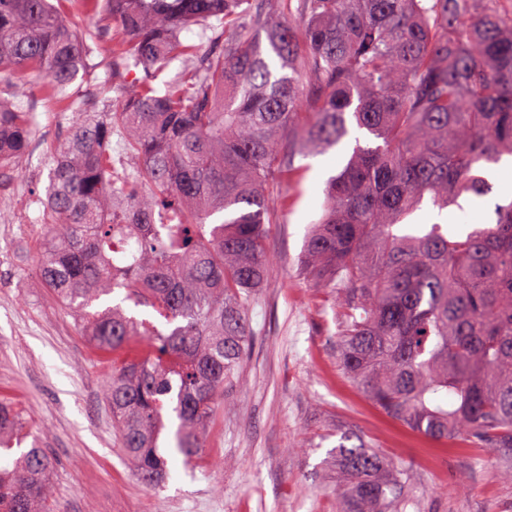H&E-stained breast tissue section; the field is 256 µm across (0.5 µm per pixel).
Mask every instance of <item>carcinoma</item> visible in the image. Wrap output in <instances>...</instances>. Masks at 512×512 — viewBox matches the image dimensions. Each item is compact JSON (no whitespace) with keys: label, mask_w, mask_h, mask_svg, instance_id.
Returning a JSON list of instances; mask_svg holds the SVG:
<instances>
[{"label":"carcinoma","mask_w":512,"mask_h":512,"mask_svg":"<svg viewBox=\"0 0 512 512\" xmlns=\"http://www.w3.org/2000/svg\"><path fill=\"white\" fill-rule=\"evenodd\" d=\"M511 1L103 0L118 48L100 81L99 29L77 34L51 0H0V72L39 77L76 116L39 198L40 283L91 345L126 352L104 397L134 475L161 484L171 458L189 465L205 447L254 336L248 304L280 218L270 201L301 180L295 156L350 140L301 258L315 287H340L342 371L419 433L494 450L512 480V201L452 233L404 223L426 202L486 196L482 169L512 157ZM199 24L204 52L180 40ZM81 74L97 98L71 89ZM35 124L0 101L1 186ZM114 133L138 160L121 177ZM135 336L147 343L132 351ZM46 438L0 405V512H50ZM353 439L336 446L340 512H401L410 475Z\"/></svg>","instance_id":"carcinoma-1"}]
</instances>
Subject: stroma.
Returning a JSON list of instances; mask_svg holds the SVG:
<instances>
[{
  "mask_svg": "<svg viewBox=\"0 0 512 512\" xmlns=\"http://www.w3.org/2000/svg\"><path fill=\"white\" fill-rule=\"evenodd\" d=\"M38 84L0 78V97L35 110L39 145L0 193V402L50 432L51 512H337L347 482L336 461L342 433L411 473L403 512H512V483L494 476L488 449L409 429L343 374L336 294L310 287L299 263L306 227L318 219L322 189L336 172L331 153L323 168L313 157L295 159L303 179L288 193L270 238L266 286L248 310L253 347L199 459L177 466L160 487L128 471L103 398L112 360L39 282L36 252L50 218L31 193L47 187L50 149L74 117Z\"/></svg>",
  "mask_w": 512,
  "mask_h": 512,
  "instance_id": "stroma-1",
  "label": "stroma"
}]
</instances>
